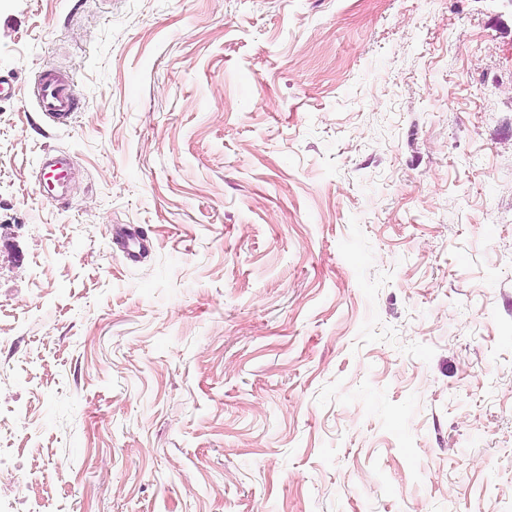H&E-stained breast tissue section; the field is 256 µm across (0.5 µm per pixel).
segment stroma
Wrapping results in <instances>:
<instances>
[{
	"mask_svg": "<svg viewBox=\"0 0 512 512\" xmlns=\"http://www.w3.org/2000/svg\"><path fill=\"white\" fill-rule=\"evenodd\" d=\"M4 78L0 512H512V0H0ZM75 88L73 76L61 71L42 70L34 77L28 96L48 125L66 127L79 109L80 99ZM63 165H68V161L64 155L60 154L55 158V161L48 163L45 166V168H50L43 174V179L45 180L48 189L54 192L53 199L56 201L64 198V194L58 195L55 192L56 186L62 184L65 179L64 170L62 169ZM118 248L130 264L140 261L148 251L145 239L135 228L125 230L118 241Z\"/></svg>",
	"mask_w": 512,
	"mask_h": 512,
	"instance_id": "1",
	"label": "stroma"
}]
</instances>
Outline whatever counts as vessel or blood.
Returning a JSON list of instances; mask_svg holds the SVG:
<instances>
[{"instance_id":"b4317fda","label":"vessel or blood","mask_w":512,"mask_h":512,"mask_svg":"<svg viewBox=\"0 0 512 512\" xmlns=\"http://www.w3.org/2000/svg\"><path fill=\"white\" fill-rule=\"evenodd\" d=\"M28 95L45 122L53 127L70 125L79 109L80 99L76 92L75 79L61 71H40L35 76ZM118 248L132 264L139 262L148 250L145 239L133 228L121 234Z\"/></svg>"}]
</instances>
